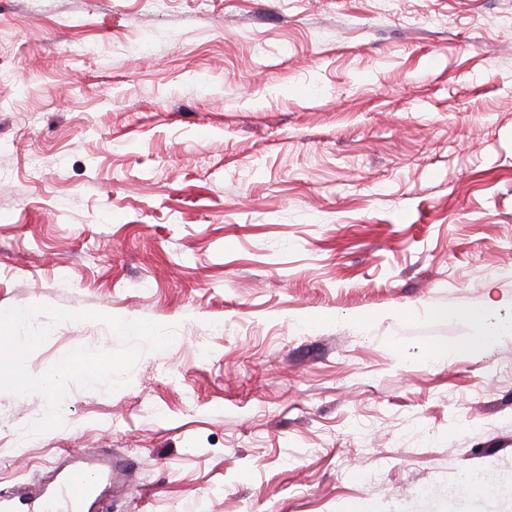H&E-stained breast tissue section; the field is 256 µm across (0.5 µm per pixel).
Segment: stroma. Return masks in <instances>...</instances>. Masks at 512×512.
<instances>
[{
    "label": "stroma",
    "instance_id": "obj_1",
    "mask_svg": "<svg viewBox=\"0 0 512 512\" xmlns=\"http://www.w3.org/2000/svg\"><path fill=\"white\" fill-rule=\"evenodd\" d=\"M491 302L512 0H0V310L73 314L29 371L177 328L25 445L0 393V488L109 450L102 512H512L463 480L512 475V338L424 356Z\"/></svg>",
    "mask_w": 512,
    "mask_h": 512
}]
</instances>
